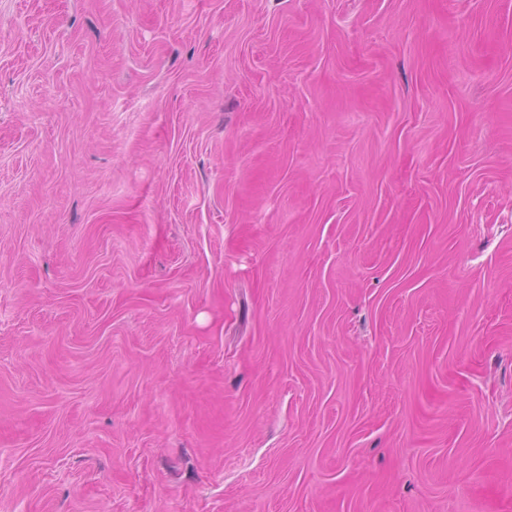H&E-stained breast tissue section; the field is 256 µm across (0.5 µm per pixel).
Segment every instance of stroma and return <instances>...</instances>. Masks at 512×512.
<instances>
[{
	"mask_svg": "<svg viewBox=\"0 0 512 512\" xmlns=\"http://www.w3.org/2000/svg\"><path fill=\"white\" fill-rule=\"evenodd\" d=\"M0 512H512V0H0Z\"/></svg>",
	"mask_w": 512,
	"mask_h": 512,
	"instance_id": "obj_1",
	"label": "stroma"
}]
</instances>
